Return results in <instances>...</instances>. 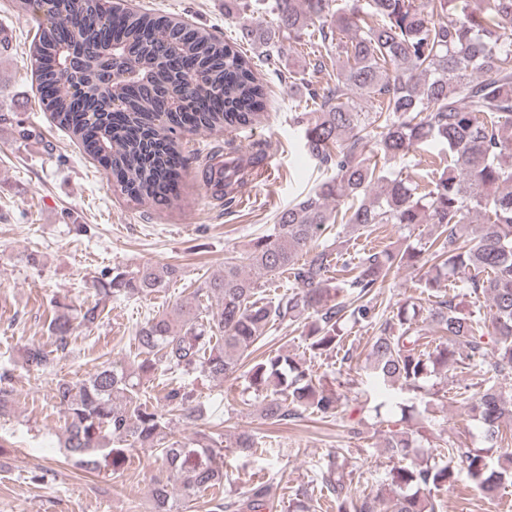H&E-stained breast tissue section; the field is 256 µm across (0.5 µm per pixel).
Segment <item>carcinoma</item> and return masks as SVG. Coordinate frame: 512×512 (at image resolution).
Masks as SVG:
<instances>
[{
	"label": "carcinoma",
	"mask_w": 512,
	"mask_h": 512,
	"mask_svg": "<svg viewBox=\"0 0 512 512\" xmlns=\"http://www.w3.org/2000/svg\"><path fill=\"white\" fill-rule=\"evenodd\" d=\"M242 37L266 48V57L308 44L336 53V81L323 89L306 83L314 109L300 112L304 150L328 173L277 216L271 233L256 237L224 270L196 288L170 312L136 331L140 360L112 362L82 382H57L53 399L66 413L64 448L88 470L112 458L125 464L130 449L157 448L168 480L152 489V512H184L190 498L224 487V448L211 436L181 441L172 417L195 420L193 391L171 385L161 407L142 399L144 385L165 374L224 381L234 375L271 331L304 315L313 357L344 347L341 322L374 325L368 356L375 379L412 390L458 364L482 365L487 377L469 408L485 431L488 448L440 450L442 464H400L374 496L348 491L332 461L321 489L336 498V512H440L431 492L455 482L458 468L487 494L512 481V453H489L512 420V0H273L275 23L265 24L242 0ZM37 32L29 62L44 112L101 163L129 200L177 208L176 177L188 158L184 134L249 126L260 119L267 87L256 63L236 42L176 18L133 11L123 0H15ZM111 81L110 101H101ZM370 102L363 108L357 98ZM429 141L448 148V168L427 188L394 171ZM432 224L422 252L410 244L341 252L323 237L332 224L372 233L380 224ZM401 266L422 271L433 297L381 317L375 291ZM281 276L291 287L270 300L266 282ZM171 264H146L97 282L101 297L150 295L177 279ZM448 292L441 293V282ZM489 299V317L463 312L457 288ZM100 302L55 304L48 328L54 348L21 349L22 367L48 372L65 353L75 326L99 323ZM249 387L266 394L270 425L305 413H338L340 397L315 381L310 368L278 348L246 371ZM16 401L9 371L0 372V413ZM233 447L253 455L262 442L239 435ZM412 434L389 429L386 448L405 456ZM273 485L254 484L236 504L239 512H269Z\"/></svg>",
	"instance_id": "1"
}]
</instances>
